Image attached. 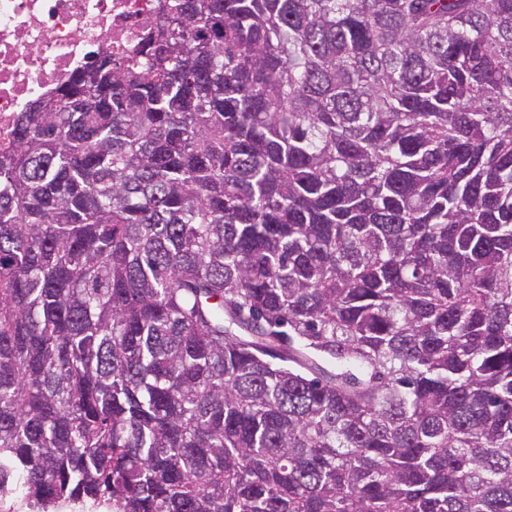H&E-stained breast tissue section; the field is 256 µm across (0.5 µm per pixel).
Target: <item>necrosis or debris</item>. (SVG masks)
Here are the masks:
<instances>
[{
	"label": "necrosis or debris",
	"instance_id": "4bbe7bcc",
	"mask_svg": "<svg viewBox=\"0 0 512 512\" xmlns=\"http://www.w3.org/2000/svg\"><path fill=\"white\" fill-rule=\"evenodd\" d=\"M158 22V0H0V153L18 115L89 53L131 55Z\"/></svg>",
	"mask_w": 512,
	"mask_h": 512
}]
</instances>
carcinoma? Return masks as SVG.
Here are the masks:
<instances>
[{
    "label": "carcinoma",
    "instance_id": "1",
    "mask_svg": "<svg viewBox=\"0 0 512 512\" xmlns=\"http://www.w3.org/2000/svg\"><path fill=\"white\" fill-rule=\"evenodd\" d=\"M0 155V489L512 512V0H159Z\"/></svg>",
    "mask_w": 512,
    "mask_h": 512
}]
</instances>
